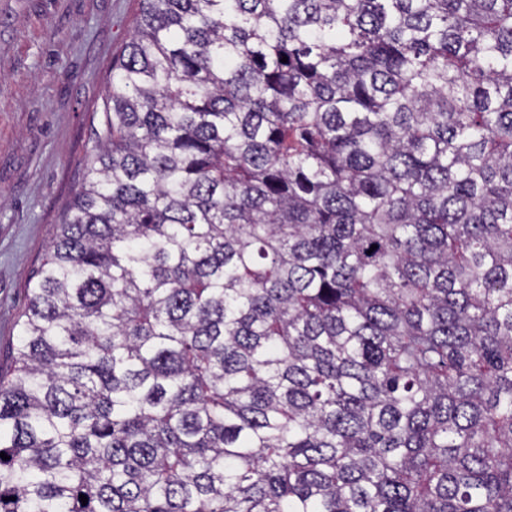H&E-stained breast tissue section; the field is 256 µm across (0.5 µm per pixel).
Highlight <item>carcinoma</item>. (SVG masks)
Returning <instances> with one entry per match:
<instances>
[{
    "label": "carcinoma",
    "instance_id": "carcinoma-1",
    "mask_svg": "<svg viewBox=\"0 0 512 512\" xmlns=\"http://www.w3.org/2000/svg\"><path fill=\"white\" fill-rule=\"evenodd\" d=\"M140 3L0 512H512V0Z\"/></svg>",
    "mask_w": 512,
    "mask_h": 512
}]
</instances>
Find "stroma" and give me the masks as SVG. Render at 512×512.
I'll use <instances>...</instances> for the list:
<instances>
[{"label":"stroma","instance_id":"35a3bbf8","mask_svg":"<svg viewBox=\"0 0 512 512\" xmlns=\"http://www.w3.org/2000/svg\"><path fill=\"white\" fill-rule=\"evenodd\" d=\"M140 0H0V367L26 288L94 152Z\"/></svg>","mask_w":512,"mask_h":512}]
</instances>
